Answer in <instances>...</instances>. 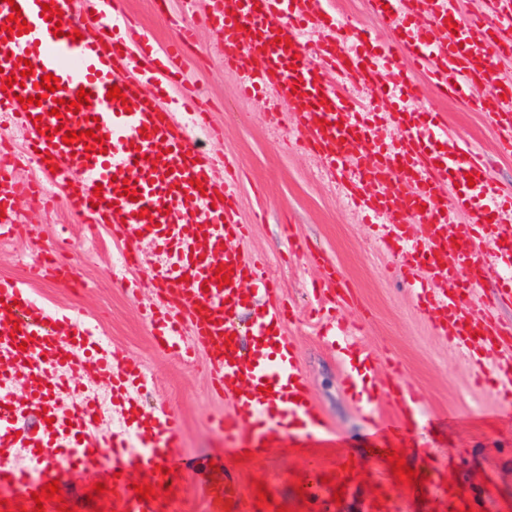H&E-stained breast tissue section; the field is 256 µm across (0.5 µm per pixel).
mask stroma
<instances>
[{
    "mask_svg": "<svg viewBox=\"0 0 512 512\" xmlns=\"http://www.w3.org/2000/svg\"><path fill=\"white\" fill-rule=\"evenodd\" d=\"M115 8L132 17L155 48L168 45L173 33L154 0H115ZM181 65L213 116L217 134L207 144L209 152L237 165L239 212L248 232L230 245L263 257L280 295L296 309L286 332L298 340L299 367L327 424L311 443L277 444L238 465L242 498L256 501L262 483L272 507L302 512L297 487L310 462L331 470L347 459L354 463L352 494L338 512H366L370 506L376 512H442L440 492L414 496L396 482L387 459L366 450L365 404L342 385L346 363L340 350L324 340L326 323L312 313L316 301L310 283L323 275L314 258L319 252L335 263L339 287L357 299L339 311L357 325L354 342L399 364L416 402L418 440L405 449L407 466L417 470L428 460L451 468L452 484L483 494L484 512H512V403L478 384L469 357L449 347L441 329L419 311L398 271L399 259L375 240L342 190L333 188L317 157L302 146L289 105L275 110L267 99L239 96L237 76L224 65L219 30L199 27ZM429 107L441 113L449 136L482 155L496 182L512 193V151L500 148L491 116L450 99L430 100ZM1 139L17 157L15 180H44L27 151L26 131L0 122ZM17 210L19 223L30 230L22 238L0 240V277L29 282L34 300L50 312L77 317L95 335L109 337L123 356L147 367L152 381L140 402L147 408L168 405L181 416V456L206 458L223 447L224 438L211 430L209 418L227 411L228 404L213 397L204 358L186 364L157 352L152 328L139 312L159 299L146 268L160 253L156 242L142 239L145 264L121 270L113 263L124 246L109 225L88 227L59 203L41 209L23 199ZM60 245L79 274L78 283L31 280L30 265Z\"/></svg>",
    "mask_w": 512,
    "mask_h": 512,
    "instance_id": "35a3bbf8",
    "label": "stroma"
}]
</instances>
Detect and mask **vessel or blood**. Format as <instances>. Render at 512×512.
I'll use <instances>...</instances> for the list:
<instances>
[{
	"label": "vessel or blood",
	"mask_w": 512,
	"mask_h": 512,
	"mask_svg": "<svg viewBox=\"0 0 512 512\" xmlns=\"http://www.w3.org/2000/svg\"><path fill=\"white\" fill-rule=\"evenodd\" d=\"M43 2L0 0V115L29 133L27 149L35 161L52 156L57 166L52 184L85 223L111 225L114 235L130 244L143 234L164 249L168 262L150 270L160 302L143 315L166 350L187 358L204 352L213 392L230 400L232 408L213 419L224 436V457L178 458L179 417L165 408L140 410L137 395L148 373L118 362L91 330L75 327L69 317L47 315L21 282L1 277L0 358L26 372V408L36 427L17 430V412L3 400L13 377L1 371L0 501L31 512L33 494L43 485L79 483L89 471L106 467L114 475V512H171L174 491L187 472L194 474L212 512H223L240 498L237 473L225 456L257 454L275 440L311 441L325 426L302 377L297 342L283 332L292 312L260 262L226 246L243 236L245 226L237 182L216 188L212 156L190 133L194 127L211 131L209 113H193L188 127L176 123L171 108L122 71L134 45L146 74L184 83L178 59L193 33L182 16L168 14L179 38L160 54L127 17L113 16L112 0H53L63 12L58 25L47 20ZM211 3L205 19L224 30V62L238 75L241 95L271 90L275 102L291 106L304 146L330 171L347 175L350 201L373 219L380 241L402 254L401 275L449 345L469 351L483 343L511 348L512 325L500 320L497 309L512 305V225L502 221L512 211V194L503 193L482 159L449 138L439 114L423 117L416 105L422 99L417 78L422 72L437 95L465 99L490 113L500 142L512 150V82L496 63L512 55V0H484L476 13L463 12L458 0H366L377 26L389 34L385 40L365 35L363 27L336 23L325 13L323 0ZM16 6L28 24L19 36L2 28ZM90 25L93 38L72 40V33ZM57 27L62 30L58 36L53 33ZM311 27L328 32L315 46L303 38ZM18 57L30 60L34 73L10 89L6 79L15 75ZM331 73L347 81V90L328 83ZM47 74L57 77L59 88L45 94L35 80ZM113 85L124 92L126 103L108 99ZM366 87L381 89L382 109L358 106L353 93ZM81 89L89 91V105L53 116L57 100L75 99ZM37 95L40 105L22 106L23 98ZM41 124L64 132L98 129L105 149L93 150L87 138L65 144L56 132L46 138L37 130ZM383 125L397 131L398 140L381 138ZM13 165L9 155H0L1 239L27 231L15 220L19 188L7 177ZM127 188L135 190V197L124 196ZM144 207L150 220L139 217ZM454 213L464 214L465 223L450 225ZM415 223L424 225V239L414 237ZM480 239L494 244L497 263L475 250ZM221 265L233 271L226 286L215 278ZM326 270L314 296L328 293L334 302L350 304L352 295L335 286V265ZM488 283L494 298L476 306V287ZM252 303L258 313L248 329H241L239 312ZM243 330L254 339L252 349L241 344ZM89 357L108 380L113 404L132 415L128 429L105 439L95 434L98 409L92 400L64 414L56 408L70 387L69 376ZM377 363L376 355L363 352L359 367L347 369V383L373 395L368 373ZM476 364L485 380L512 388L511 360L490 365L480 357ZM267 384L272 387L268 394L262 391ZM409 400L404 382L396 381L392 401L400 415L373 424L397 447L414 430L406 417ZM21 445L32 449L39 479L12 464L10 451ZM135 467L152 470L156 499L138 500L126 481ZM310 480L305 496L313 512H336L334 491L349 487L347 475L317 466ZM165 487L170 495H162ZM478 507L473 492L449 487V512H477Z\"/></svg>",
	"instance_id": "vessel-or-blood-1"
}]
</instances>
